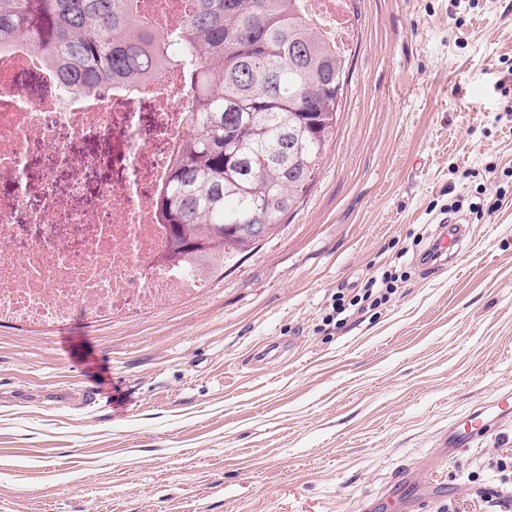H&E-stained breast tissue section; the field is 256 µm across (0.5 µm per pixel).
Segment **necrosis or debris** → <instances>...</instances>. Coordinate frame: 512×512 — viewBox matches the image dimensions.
Wrapping results in <instances>:
<instances>
[{
    "mask_svg": "<svg viewBox=\"0 0 512 512\" xmlns=\"http://www.w3.org/2000/svg\"><path fill=\"white\" fill-rule=\"evenodd\" d=\"M193 98L179 64L103 95L68 94L29 38L0 47V322L132 316L201 290L161 265L169 236L155 208ZM104 135L108 152L72 149ZM105 165L111 186L90 191Z\"/></svg>",
    "mask_w": 512,
    "mask_h": 512,
    "instance_id": "necrosis-or-debris-1",
    "label": "necrosis or debris"
}]
</instances>
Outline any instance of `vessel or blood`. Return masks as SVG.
Returning a JSON list of instances; mask_svg holds the SVG:
<instances>
[{
	"mask_svg": "<svg viewBox=\"0 0 512 512\" xmlns=\"http://www.w3.org/2000/svg\"><path fill=\"white\" fill-rule=\"evenodd\" d=\"M460 229L448 228L434 240L433 248L437 255L456 257L460 251ZM512 422V392H498L491 400L475 404L461 425L449 426L441 439L440 446L424 465L429 476L421 480L414 491L405 493L401 487L405 476L392 478L384 487L380 498L367 499L364 512H375L376 508H387L388 512H428L429 505L435 499L441 486L433 475L439 468L442 458H460L470 452L491 430Z\"/></svg>",
	"mask_w": 512,
	"mask_h": 512,
	"instance_id": "b4317fda",
	"label": "vessel or blood"
}]
</instances>
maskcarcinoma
<instances>
[{
	"label": "carcinoma",
	"instance_id": "cac0c4a2",
	"mask_svg": "<svg viewBox=\"0 0 512 512\" xmlns=\"http://www.w3.org/2000/svg\"><path fill=\"white\" fill-rule=\"evenodd\" d=\"M303 0H184L171 30L139 0H0V45L22 35L63 87L103 91L184 62L195 102L156 197L172 257L203 279L299 207L336 132L346 49Z\"/></svg>",
	"mask_w": 512,
	"mask_h": 512
}]
</instances>
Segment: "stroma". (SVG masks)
<instances>
[{
  "mask_svg": "<svg viewBox=\"0 0 512 512\" xmlns=\"http://www.w3.org/2000/svg\"><path fill=\"white\" fill-rule=\"evenodd\" d=\"M347 2L336 135L273 237L162 308L0 323V512H359L512 390V0ZM448 216L460 259L419 264ZM440 474L429 512H512V424ZM376 284V279L368 281L364 286V293L362 296L355 295L349 300L347 304L345 303V295H337L335 302L332 305L333 314L332 317H329V321H333L335 317L337 319L340 315H343L349 309V306H356L361 301L370 300L373 295L377 296H375V298L371 301L370 306H375L378 303L381 304L382 301H386L388 295L393 293V288L389 286L388 283H386L385 292L381 293L382 288H375Z\"/></svg>",
  "mask_w": 512,
  "mask_h": 512,
  "instance_id": "stroma-1",
  "label": "stroma"
}]
</instances>
